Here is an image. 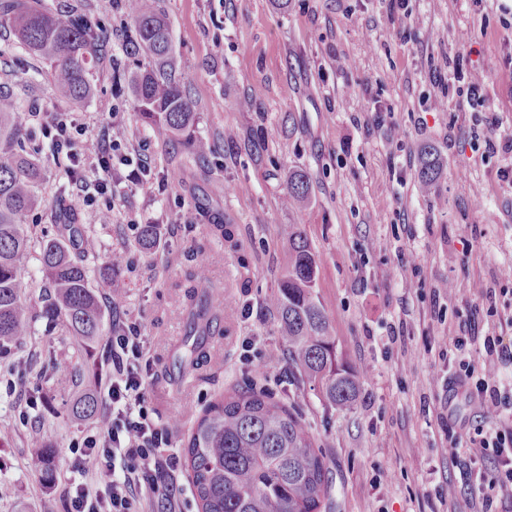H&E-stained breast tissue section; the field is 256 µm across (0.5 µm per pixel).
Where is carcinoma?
Wrapping results in <instances>:
<instances>
[{
	"label": "carcinoma",
	"instance_id": "1",
	"mask_svg": "<svg viewBox=\"0 0 512 512\" xmlns=\"http://www.w3.org/2000/svg\"><path fill=\"white\" fill-rule=\"evenodd\" d=\"M132 35L124 41L130 57L148 58L140 72L112 70V90L134 95L140 119L180 136L195 122L197 102L177 76V54L161 0H124ZM50 65L59 92L74 102L93 96V67L107 53L90 17L78 12L52 13L26 0H0V25ZM24 108L13 98L0 100V352L23 344L31 335L29 307L22 299V260L30 237L26 214L43 202L38 154L20 143ZM234 153L260 154L266 148L224 136ZM436 151L425 147L419 177L427 187L438 176ZM311 177L303 169L288 175L285 202L296 206L309 198ZM62 238L44 243L40 273L45 279L43 311L49 325H63L81 345L90 346L112 332L109 314L89 286V269L72 250L83 241L81 213L70 204L55 206ZM288 266L273 305L279 335L288 344L291 367L317 382L325 400L338 408L356 398V375L339 362L336 337L316 302L313 288L317 260L304 232H288ZM98 392L89 389L71 404L75 418L95 417ZM53 450H34L29 466L51 485L57 480ZM181 462L191 480L197 512H321L329 489V466L300 413L264 391L241 388L210 400L182 442Z\"/></svg>",
	"mask_w": 512,
	"mask_h": 512
}]
</instances>
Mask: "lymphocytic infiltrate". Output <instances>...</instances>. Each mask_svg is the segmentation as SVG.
I'll return each instance as SVG.
<instances>
[{
    "instance_id": "lymphocytic-infiltrate-1",
    "label": "lymphocytic infiltrate",
    "mask_w": 512,
    "mask_h": 512,
    "mask_svg": "<svg viewBox=\"0 0 512 512\" xmlns=\"http://www.w3.org/2000/svg\"><path fill=\"white\" fill-rule=\"evenodd\" d=\"M25 128L40 127L53 157L68 161L64 174L79 189L94 222L112 221L115 161L132 162L139 175L150 173L149 143L126 154L118 140L95 139L73 113L45 117L39 102L24 114ZM112 367L102 390L103 424L70 444L78 480L69 485L68 512H137L148 497L162 500L165 512H181L176 497L178 459L172 434L162 425L148 395L152 360L140 323L116 321L107 340ZM486 360L512 363V343L500 336H459L448 349V390L479 403L484 414L512 416V389L477 374L474 348ZM469 492L470 512H512V424H477L452 434L446 450Z\"/></svg>"
}]
</instances>
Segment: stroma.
I'll return each mask as SVG.
<instances>
[{
  "label": "stroma",
  "instance_id": "1",
  "mask_svg": "<svg viewBox=\"0 0 512 512\" xmlns=\"http://www.w3.org/2000/svg\"><path fill=\"white\" fill-rule=\"evenodd\" d=\"M49 11L77 9L97 20L112 46L96 66L95 94L61 97L47 63L0 30V92L48 112H80L89 135L106 131L103 114L119 107L116 129L127 145L151 143L152 188L118 166L112 221L88 224L90 285L104 306L140 321L154 365L152 404L180 452L197 415L215 396L249 385L296 406L330 463L323 512H439L455 497L470 512L443 453L448 368L439 353L475 316L479 335L512 336V191L500 172L512 155H483L484 125L448 62L463 57L483 78L485 106L512 133V0H407L392 13L385 0H163L179 60L178 74L198 103L192 135L213 141L205 158L143 124L132 94L112 91V70H133L121 44L131 23L114 0H41ZM251 98L254 110L242 109ZM262 138L263 157L228 155L225 132ZM40 131L23 135L37 150L43 193L64 192L63 166L42 151ZM436 150L441 170L421 187L418 159ZM311 176L309 201L283 204L289 172ZM137 224H129V216ZM25 222L30 247L22 264L32 315L26 345L0 357V512H66L73 478L68 446L87 421L74 397L104 345L78 346L42 314L41 245L58 236L48 207ZM170 228L152 251L139 227ZM305 232L317 258L314 294L336 336L339 360L356 374L355 402L338 409L318 385L288 364L272 299L288 264L289 225ZM205 270L204 287L196 274ZM406 321L404 338L389 327ZM254 337L261 357L240 361ZM27 362L22 394L5 379L14 359ZM28 405V422L13 406ZM53 448L58 480L43 486L28 469L33 443Z\"/></svg>",
  "mask_w": 512,
  "mask_h": 512
}]
</instances>
